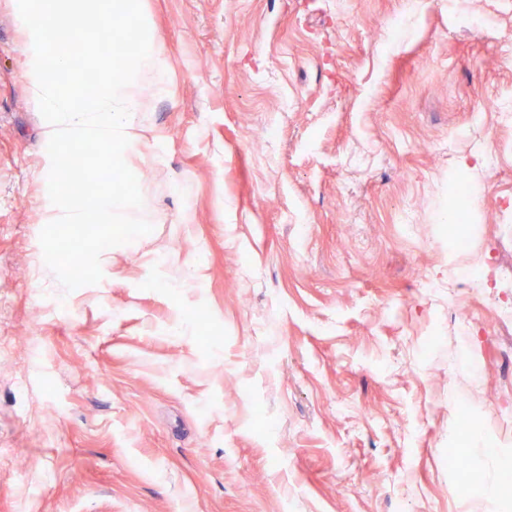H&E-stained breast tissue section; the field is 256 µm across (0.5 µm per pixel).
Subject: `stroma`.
<instances>
[{"label":"stroma","instance_id":"35a3bbf8","mask_svg":"<svg viewBox=\"0 0 512 512\" xmlns=\"http://www.w3.org/2000/svg\"><path fill=\"white\" fill-rule=\"evenodd\" d=\"M142 8L166 91L143 81L124 159L153 230L68 292L39 242L48 123L0 0V512H489L512 459V157L486 163L512 141V0ZM489 251L464 334L455 271ZM463 407L501 448L470 442L455 487Z\"/></svg>","mask_w":512,"mask_h":512}]
</instances>
